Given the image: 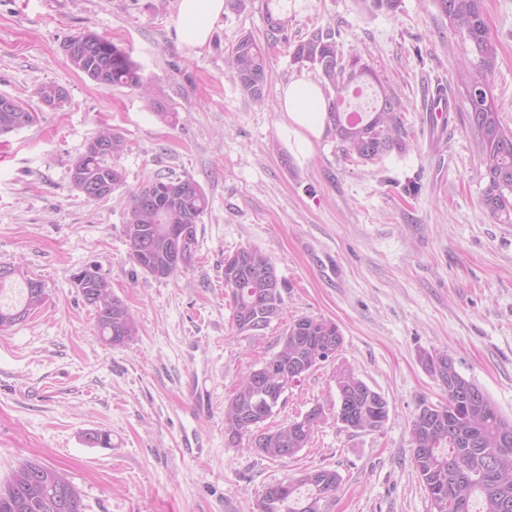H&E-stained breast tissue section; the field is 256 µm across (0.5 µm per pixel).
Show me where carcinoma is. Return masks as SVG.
Segmentation results:
<instances>
[{
	"mask_svg": "<svg viewBox=\"0 0 512 512\" xmlns=\"http://www.w3.org/2000/svg\"><path fill=\"white\" fill-rule=\"evenodd\" d=\"M266 4V36L261 42L250 34L242 35L226 59V74L253 100L265 98L267 62L270 51L282 42L288 30V17ZM448 18L452 31L472 44L474 59L463 65L460 83L467 103L466 119L479 139L481 164L487 184L482 202L488 213L512 219V131L504 128L490 87L497 59V45L486 22L483 0H435ZM297 63H308L316 71L322 87L333 90L327 98L328 121L344 145L346 155L377 161L406 147L407 131L398 116L401 101L394 88L382 81L363 58L354 54L344 59L338 53L334 32L316 28L293 45ZM70 65L87 77L106 73L105 84L138 88L151 92L130 53L110 40L69 58ZM374 82V105L358 121L348 119L345 93L366 80ZM61 86L43 83L35 91L39 100L59 108ZM95 137L107 138L110 147L98 150L88 141L73 165L71 180L87 185L117 188L123 175L114 164L126 150L125 139L102 126ZM150 184L161 189L154 209L146 208L141 190L131 193L125 236L130 258L156 278H168L177 272L173 254L176 243L167 233L172 224L191 226L190 238L183 244V267L191 266L197 244V224L208 208V198L200 184L191 178L160 177ZM275 268L272 259L256 247H244L224 261V286L231 297L232 319L240 333L250 332L248 323L259 315L268 323L280 320L286 290L284 281L269 280L265 272ZM15 280L23 283L21 298L13 303L0 302V328L24 323L44 303L46 293L36 290L39 279L18 266L11 275L0 276V290ZM77 283L85 302L99 299L95 311L96 329L111 343L121 337L126 342L138 334L135 317L126 304L112 294L111 283L91 279L79 273ZM342 337L335 322L302 316L283 331L277 349L283 357L270 359L269 385L277 378L305 376L312 368L329 359L323 339ZM258 372L251 371L238 384L224 408V432L256 415L261 403L279 395L260 391L254 382ZM456 386L448 388L444 404L421 405L411 421L413 462L420 481L430 497L434 512H512V418L504 417L491 398L457 367L448 368ZM337 398L352 396L362 417L359 431L381 429L388 420L387 400L358 378L347 366L339 365L334 374ZM316 426L295 419L246 438L251 447L270 460L288 458L309 443ZM34 472L13 471L0 481V512H82L80 496L66 474L50 464L28 461ZM341 485L340 474L320 468L303 471L299 476L264 487L275 499L270 512H328Z\"/></svg>",
	"mask_w": 512,
	"mask_h": 512,
	"instance_id": "obj_1",
	"label": "carcinoma"
}]
</instances>
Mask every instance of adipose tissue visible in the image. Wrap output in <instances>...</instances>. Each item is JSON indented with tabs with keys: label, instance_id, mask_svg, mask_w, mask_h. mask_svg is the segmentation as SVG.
I'll return each mask as SVG.
<instances>
[{
	"label": "adipose tissue",
	"instance_id": "obj_1",
	"mask_svg": "<svg viewBox=\"0 0 512 512\" xmlns=\"http://www.w3.org/2000/svg\"><path fill=\"white\" fill-rule=\"evenodd\" d=\"M224 9L225 0H179L176 36L188 52L208 44ZM326 106L321 88L307 77L293 78L281 88L277 110L287 121L288 135L299 154H311L323 136Z\"/></svg>",
	"mask_w": 512,
	"mask_h": 512
}]
</instances>
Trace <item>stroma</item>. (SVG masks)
<instances>
[{"label": "stroma", "instance_id": "35a3bbf8", "mask_svg": "<svg viewBox=\"0 0 512 512\" xmlns=\"http://www.w3.org/2000/svg\"><path fill=\"white\" fill-rule=\"evenodd\" d=\"M483 3L498 48L490 84L512 130V0ZM177 10L178 0H0V95L39 115L0 137V262L46 292L27 322L0 331V480L40 461L67 473L83 512H256L266 485L329 468L342 478L332 512H433L410 422L447 389L421 353H448L512 418V221L481 204L485 168L457 76L469 43L435 0H289L288 41L271 54L257 102L225 60L241 35L264 38L265 0L226 7L191 55L175 42ZM316 28L398 89L404 151L350 158L329 128L310 156L294 153L277 98L313 76L289 46ZM87 32L130 52L176 123L140 91L70 66L65 46ZM44 82L64 87L69 105L43 109ZM438 86L458 103L442 126L425 110ZM103 125L126 140L124 183L90 202L70 169ZM165 176L197 181L209 207L192 265L158 279L133 262L124 230L130 191ZM248 246L288 284L280 320L257 337L235 330L224 286L225 257ZM92 264L138 321L125 343L99 336L76 283ZM301 316L336 322L343 349L289 388L271 425L335 405L340 361L387 400L388 420L368 433L328 421L283 460L228 445L225 403ZM92 430L109 432L110 447L85 442Z\"/></svg>", "mask_w": 512, "mask_h": 512}]
</instances>
